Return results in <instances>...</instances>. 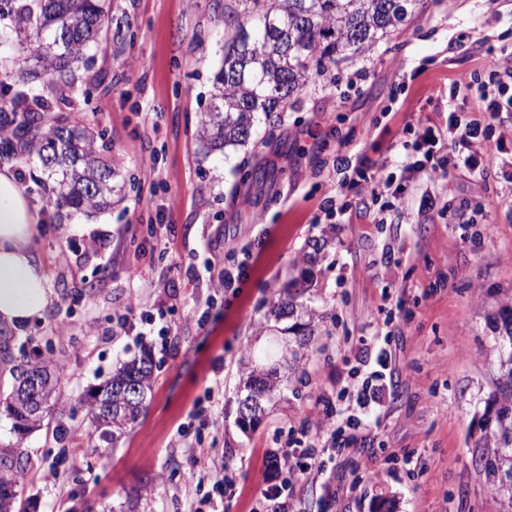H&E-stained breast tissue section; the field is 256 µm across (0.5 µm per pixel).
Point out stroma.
<instances>
[{
	"label": "stroma",
	"instance_id": "stroma-1",
	"mask_svg": "<svg viewBox=\"0 0 512 512\" xmlns=\"http://www.w3.org/2000/svg\"><path fill=\"white\" fill-rule=\"evenodd\" d=\"M224 3L111 0L109 33L60 108L103 133L122 188L111 207L50 204L51 183L22 140L0 147V167L15 170L37 209L32 247L54 298L23 332H0V397L33 355L61 374L53 413L30 432H15L0 404V451L27 459L19 500L27 512H189L192 459L207 454L230 467L223 512H251L266 452L301 427L317 432L322 401L344 391L338 409L363 416L348 372L390 329L398 346L380 379V426L332 463L331 508L318 483L299 478L298 512H505L478 459L498 374L486 317L512 300V182L500 174L512 112L491 120L506 142L489 146L486 180L424 168L380 224L340 189L336 160L376 169L415 129L443 125L450 88L487 77L495 48L512 45V0H428L388 40L328 64L279 119L258 117L247 145L207 155L195 132L224 57ZM333 204L349 206L345 223L326 218ZM477 207L482 223H449V209ZM242 262L245 280L213 288ZM287 288L314 333L245 424V379L282 353L271 305ZM144 310L163 311L166 337L144 333ZM145 354L154 383L143 414L116 441L101 439L91 394Z\"/></svg>",
	"mask_w": 512,
	"mask_h": 512
}]
</instances>
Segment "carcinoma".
<instances>
[{
  "label": "carcinoma",
  "mask_w": 512,
  "mask_h": 512,
  "mask_svg": "<svg viewBox=\"0 0 512 512\" xmlns=\"http://www.w3.org/2000/svg\"><path fill=\"white\" fill-rule=\"evenodd\" d=\"M224 7V61L214 76L212 103L199 121L196 137L212 150L246 144L259 113L272 117L284 112L292 96L309 81L323 76L324 62L368 51L401 30L424 0H236ZM16 35H25L26 59L31 66L21 72L22 82H41L58 89L85 64L92 43L110 28V0H12ZM0 92L11 96L15 112L28 125L33 113L49 108L47 100L30 98L25 91L0 80ZM100 134L65 118L37 130L27 148L44 168L57 175L52 201L75 210L105 209L112 205L116 172L100 160ZM271 313L293 323V359L309 344L308 315L296 297H280ZM497 350L498 377L491 397L492 426L486 432L487 448L479 462L493 490L512 506V307L503 306L488 318ZM25 369L46 377L37 393L16 383L4 398L5 409L24 432L40 423L44 412L58 402L60 380L37 363ZM279 384L277 368L252 372L246 395L263 399ZM128 386H137V400L120 399ZM153 361L148 357L120 366L94 395L88 418L96 426L112 428L117 438L137 421L152 393ZM26 461L18 455L0 457V512L16 509L15 485Z\"/></svg>",
  "instance_id": "obj_1"
}]
</instances>
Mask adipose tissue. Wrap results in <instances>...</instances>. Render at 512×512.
<instances>
[{
	"instance_id": "obj_1",
	"label": "adipose tissue",
	"mask_w": 512,
	"mask_h": 512,
	"mask_svg": "<svg viewBox=\"0 0 512 512\" xmlns=\"http://www.w3.org/2000/svg\"><path fill=\"white\" fill-rule=\"evenodd\" d=\"M37 213L10 168L0 169V323L11 328L41 318L52 302L31 242Z\"/></svg>"
}]
</instances>
